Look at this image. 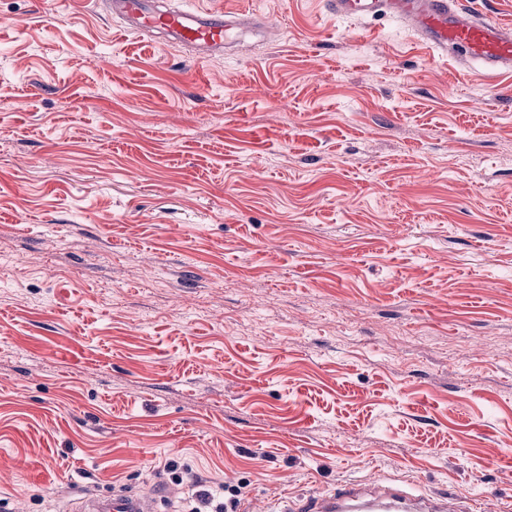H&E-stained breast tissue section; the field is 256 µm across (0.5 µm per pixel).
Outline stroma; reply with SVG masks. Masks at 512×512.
<instances>
[{"instance_id":"obj_1","label":"stroma","mask_w":512,"mask_h":512,"mask_svg":"<svg viewBox=\"0 0 512 512\" xmlns=\"http://www.w3.org/2000/svg\"><path fill=\"white\" fill-rule=\"evenodd\" d=\"M185 4L272 29L200 62L0 0V496L512 512V74L326 0ZM456 497L446 493L432 498L391 488L378 497H365L358 485H344L337 491L290 501L285 512H456Z\"/></svg>"}]
</instances>
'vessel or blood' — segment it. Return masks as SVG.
<instances>
[{"label":"vessel or blood","instance_id":"vessel-or-blood-1","mask_svg":"<svg viewBox=\"0 0 512 512\" xmlns=\"http://www.w3.org/2000/svg\"><path fill=\"white\" fill-rule=\"evenodd\" d=\"M104 4L127 27L145 36L164 32L172 43L193 48L201 59L223 52L228 36L253 21L241 11L171 9L159 0H104ZM328 8L345 19H401L435 50L480 63L488 77L512 71V26L466 10L460 0H328ZM156 505V499L123 489L84 499L80 512H155ZM288 512H457V507L453 497L445 494L425 498L392 488L368 498L361 487L346 485L296 499Z\"/></svg>","mask_w":512,"mask_h":512}]
</instances>
